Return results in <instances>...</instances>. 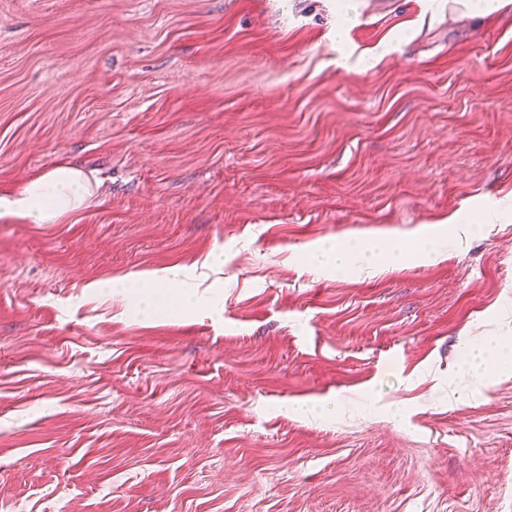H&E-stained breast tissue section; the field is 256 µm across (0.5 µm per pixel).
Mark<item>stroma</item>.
<instances>
[{
	"label": "stroma",
	"instance_id": "stroma-1",
	"mask_svg": "<svg viewBox=\"0 0 512 512\" xmlns=\"http://www.w3.org/2000/svg\"><path fill=\"white\" fill-rule=\"evenodd\" d=\"M60 161L85 208L0 220V512H512V0H0V191ZM307 256L316 264L318 269H340L344 267L351 258L350 248L337 244L329 246H318L306 249ZM182 268L178 266H171L160 271H145L140 273H132L126 276L123 280L117 282L106 283H93L92 288L96 290H110L117 288H146L151 283H164L171 284L176 282L182 277Z\"/></svg>",
	"mask_w": 512,
	"mask_h": 512
}]
</instances>
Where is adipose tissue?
<instances>
[{
    "instance_id": "1",
    "label": "adipose tissue",
    "mask_w": 512,
    "mask_h": 512,
    "mask_svg": "<svg viewBox=\"0 0 512 512\" xmlns=\"http://www.w3.org/2000/svg\"><path fill=\"white\" fill-rule=\"evenodd\" d=\"M90 195L91 183L83 170L58 163L19 190L1 193L0 219L53 224L84 207Z\"/></svg>"
}]
</instances>
